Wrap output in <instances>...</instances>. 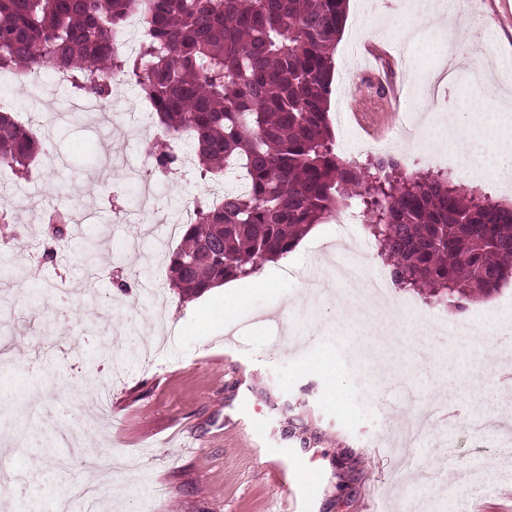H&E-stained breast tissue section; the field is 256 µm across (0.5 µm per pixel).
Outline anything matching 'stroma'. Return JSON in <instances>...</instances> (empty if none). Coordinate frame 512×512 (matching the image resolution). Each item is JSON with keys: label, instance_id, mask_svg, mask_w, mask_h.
I'll return each mask as SVG.
<instances>
[{"label": "stroma", "instance_id": "stroma-1", "mask_svg": "<svg viewBox=\"0 0 512 512\" xmlns=\"http://www.w3.org/2000/svg\"><path fill=\"white\" fill-rule=\"evenodd\" d=\"M409 0H350L342 40L333 55L329 116L336 152L350 159L373 145L375 133L393 140L401 113L444 114L468 120L470 74L430 94L425 79L444 60L441 31L424 17L406 40ZM458 45L491 62L495 76L512 71V17L500 0H475ZM71 100L45 74L38 85L0 77V97L20 122L46 96ZM134 85L112 86L116 113L75 119L50 116L52 156H40L26 180L8 175L1 190L28 187L59 209L83 198L96 223L74 224L57 257L43 262V283L66 276L64 299L33 316L30 280L23 276L41 255L44 227L23 213V225L0 223V257L13 271L0 277L12 322L0 331V512L39 505L38 490L64 485L72 512H82V487L101 486L99 512H371L389 496L390 512H412L419 471L443 460L442 448L423 443L400 451L386 433L400 416H427L442 404L461 422L475 412L512 413V375L467 392L457 382L475 364L450 361L432 349L416 366L408 345L418 341L415 315L467 324L483 317L487 301L460 312L394 290L378 315L382 335L342 321L329 303L307 316L299 299L325 277L314 250L336 237L338 216L313 225L287 257L264 263L258 286L228 306L223 289L184 300L165 287L162 259L179 244L162 224H116L113 205L137 213L139 188L127 180L139 165L149 134ZM182 168L157 179V199L176 214L207 192L188 144L176 145ZM466 156L452 179L500 201L493 181L512 176L481 135L458 145L405 142L392 155L404 176L427 172V154ZM86 238L106 241L95 261ZM458 455L441 473L455 484L459 465L481 463L489 476L512 454L492 449L493 433L476 447L457 432Z\"/></svg>", "mask_w": 512, "mask_h": 512}]
</instances>
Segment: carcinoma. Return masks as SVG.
Returning <instances> with one entry per match:
<instances>
[{
  "label": "carcinoma",
  "instance_id": "carcinoma-1",
  "mask_svg": "<svg viewBox=\"0 0 512 512\" xmlns=\"http://www.w3.org/2000/svg\"><path fill=\"white\" fill-rule=\"evenodd\" d=\"M348 0H0V75L64 73L71 88L107 100L112 75L151 104L153 169L180 165L170 141L187 134L199 177L242 161L247 189L195 199L194 222L167 269L183 299L253 276L291 252L314 224L356 205L394 284L433 304L466 308L512 281V204L434 172L400 186L335 151L329 118L333 54ZM139 16V51L112 47ZM51 133L0 112V163L26 174Z\"/></svg>",
  "mask_w": 512,
  "mask_h": 512
}]
</instances>
